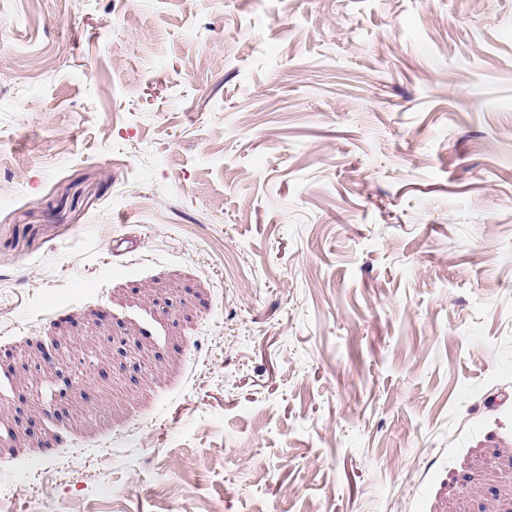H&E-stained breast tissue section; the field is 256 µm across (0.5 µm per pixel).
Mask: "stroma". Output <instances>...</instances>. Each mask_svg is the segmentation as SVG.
<instances>
[{"label":"stroma","mask_w":512,"mask_h":512,"mask_svg":"<svg viewBox=\"0 0 512 512\" xmlns=\"http://www.w3.org/2000/svg\"><path fill=\"white\" fill-rule=\"evenodd\" d=\"M70 507L512 512V0H0V512Z\"/></svg>","instance_id":"stroma-1"}]
</instances>
